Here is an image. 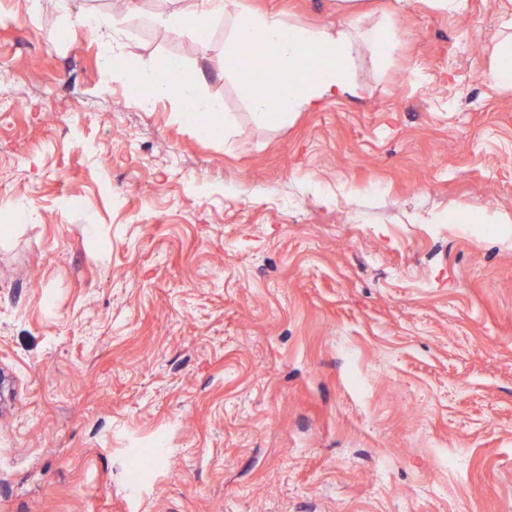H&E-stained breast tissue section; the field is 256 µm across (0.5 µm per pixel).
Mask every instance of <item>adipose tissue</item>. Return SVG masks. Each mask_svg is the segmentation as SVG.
Returning a JSON list of instances; mask_svg holds the SVG:
<instances>
[{
  "label": "adipose tissue",
  "instance_id": "1",
  "mask_svg": "<svg viewBox=\"0 0 512 512\" xmlns=\"http://www.w3.org/2000/svg\"><path fill=\"white\" fill-rule=\"evenodd\" d=\"M355 0H336V22L323 28H309L284 20L276 14H256L243 9L239 0H196L194 7L174 16L162 17L170 29H194L223 18L228 31L224 58L227 69L240 70L241 49L268 54L275 62L280 85L275 97L259 91L249 79L241 85L256 117L266 120L271 113L287 117L293 112L318 108L323 102L339 97H363L367 85L352 77V50L355 35L347 19ZM204 73L186 78L178 62L164 65L162 73L143 80V104L177 94L178 105L187 119L199 115L222 113L223 104L216 99L200 100L196 95Z\"/></svg>",
  "mask_w": 512,
  "mask_h": 512
}]
</instances>
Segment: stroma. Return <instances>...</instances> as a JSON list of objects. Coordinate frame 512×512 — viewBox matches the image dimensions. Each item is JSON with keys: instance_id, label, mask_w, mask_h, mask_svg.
Segmentation results:
<instances>
[{"instance_id": "stroma-1", "label": "stroma", "mask_w": 512, "mask_h": 512, "mask_svg": "<svg viewBox=\"0 0 512 512\" xmlns=\"http://www.w3.org/2000/svg\"><path fill=\"white\" fill-rule=\"evenodd\" d=\"M389 4L349 17L370 95L260 121L223 20L156 24L192 0H0V512H512L508 33ZM107 42L204 66L210 132ZM488 78L496 85L512 88V39L502 45Z\"/></svg>"}]
</instances>
